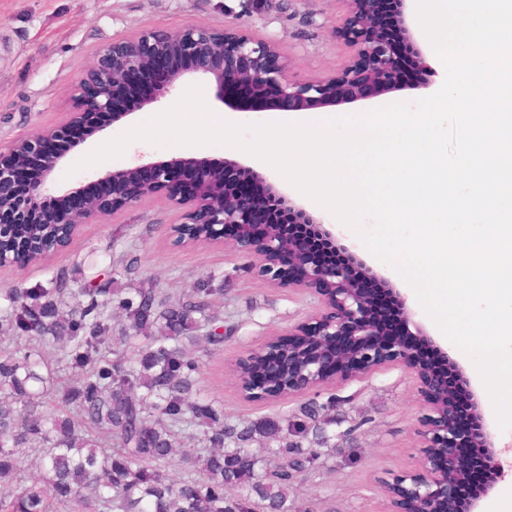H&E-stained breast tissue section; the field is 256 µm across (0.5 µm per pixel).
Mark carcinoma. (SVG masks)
<instances>
[{
    "label": "carcinoma",
    "mask_w": 512,
    "mask_h": 512,
    "mask_svg": "<svg viewBox=\"0 0 512 512\" xmlns=\"http://www.w3.org/2000/svg\"><path fill=\"white\" fill-rule=\"evenodd\" d=\"M99 276L0 289V512H288V482L316 456L292 440L306 424L228 426L197 388L224 343V289L121 297ZM259 437L278 443L272 470L258 471Z\"/></svg>",
    "instance_id": "cac0c4a2"
}]
</instances>
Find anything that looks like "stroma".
<instances>
[{"label":"stroma","mask_w":512,"mask_h":512,"mask_svg":"<svg viewBox=\"0 0 512 512\" xmlns=\"http://www.w3.org/2000/svg\"><path fill=\"white\" fill-rule=\"evenodd\" d=\"M347 12L345 0H0V146L43 127L58 125L69 108L72 85L90 66L100 47L147 29L194 23L243 24L256 39L276 44L291 73L324 78L341 72L352 51L336 36ZM434 70L425 86L396 91L336 107L298 114L244 111L224 104L210 79H202L209 107L239 123L322 120L372 110L396 97L412 101L440 88L446 68L430 58ZM179 213L163 196L117 211L104 222L83 225L70 244L46 259L0 268V289L47 285L57 272L73 273L82 259L109 262L136 255L141 274L117 276L119 288H156L178 295L204 275L223 281L216 306L229 337L205 359L201 387L224 404L229 424L265 418H304L316 408L314 434L303 447L319 455L304 479L289 483L290 512H393L383 481L414 469L422 457L416 429L428 414L416 373L389 364L357 378L282 397L253 398L239 376V364L263 350L289 327L308 321L317 296L288 287L257 272H244L242 254L232 245L178 242ZM335 401L334 411L322 404ZM505 477L479 504V512H512V430L497 432Z\"/></svg>","instance_id":"stroma-1"}]
</instances>
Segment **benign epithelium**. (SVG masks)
Here are the masks:
<instances>
[{
    "instance_id": "7a95c632",
    "label": "benign epithelium",
    "mask_w": 512,
    "mask_h": 512,
    "mask_svg": "<svg viewBox=\"0 0 512 512\" xmlns=\"http://www.w3.org/2000/svg\"><path fill=\"white\" fill-rule=\"evenodd\" d=\"M347 13L336 36L352 48L350 64L324 79L300 80L289 75L276 45L255 39L241 25L186 24L175 29H149L103 46L93 65L71 92L66 118L0 147V241L14 237L22 224H48L38 257L53 255L77 236L81 226L101 222L113 212L137 206L143 199L163 195L179 211L181 225H203L214 242H230L245 252L247 264L274 281L288 280L318 296L320 310L311 322L288 329V387L278 388L252 373L242 375L251 395H293L317 389L335 380L366 374L388 364L415 370L426 396L430 415L416 429L423 456L418 468L383 483L397 512L409 503L413 512H435L440 506L457 508L456 465L461 447L478 455L485 468L504 477L498 449L482 412L477 391L459 363L429 333L407 299L383 275L361 266L355 278L342 266L317 258L306 241L282 236L275 230L259 233L260 208L248 195L260 190L284 205L293 215L333 238L322 220L261 172L224 158L172 156L137 162L107 171L98 181L107 185L101 195L86 196L83 186L64 191L54 186V173L65 154L55 144L77 129L82 141L104 130L88 124L89 116L108 113L116 122L133 114L118 110V101L135 84L149 87L137 109L170 94L187 74L202 73L215 82L224 100L241 108L287 105L296 111L371 100L406 85L412 72L429 69L427 53L410 19L408 0L390 16L381 0H346ZM29 177L30 193H14L16 179ZM49 198L58 209L46 222L35 203ZM26 251L18 244L0 250V267L24 262ZM397 298L392 319L373 316L378 294ZM419 348L435 352L455 369L473 406L477 430L469 439L450 421L453 401L433 369L421 363Z\"/></svg>"
}]
</instances>
